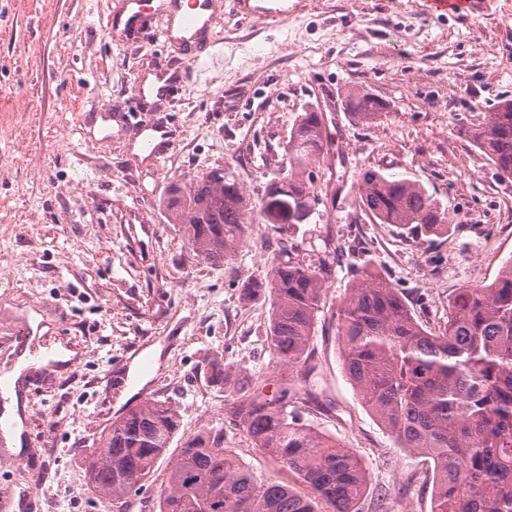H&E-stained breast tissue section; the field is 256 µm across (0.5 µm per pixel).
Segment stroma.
Instances as JSON below:
<instances>
[{
	"label": "stroma",
	"mask_w": 512,
	"mask_h": 512,
	"mask_svg": "<svg viewBox=\"0 0 512 512\" xmlns=\"http://www.w3.org/2000/svg\"><path fill=\"white\" fill-rule=\"evenodd\" d=\"M0 0V371L22 352V451L0 440V499L12 512H128L152 506L187 438L223 430L257 478L279 471L228 407L240 383L288 378L310 393L304 419L354 449L367 475L361 512H430L432 460L396 448L362 405L340 360L336 306L353 274L399 288L428 329L445 326L458 289L491 284L512 259V179L468 131L512 99V0L470 16L429 14L424 0H302L287 22H242L213 0L211 57L191 59L165 34L157 0ZM120 21L109 27L110 18ZM169 63L165 89L136 97ZM363 86L387 108L371 123L347 107ZM324 116L319 203L277 229L250 213L243 244L222 266L201 261L164 198L216 168L250 195L277 180L300 115ZM168 139L158 157L141 126ZM423 185L448 215L440 233L374 223L359 198L365 171ZM336 256L312 338L316 371L277 368L266 349L270 305L243 300L282 240ZM72 351L74 362L53 360ZM222 359L233 378L212 382ZM169 401L180 429L151 482L106 505L84 460L113 418Z\"/></svg>",
	"instance_id": "obj_1"
}]
</instances>
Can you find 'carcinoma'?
<instances>
[{"label": "carcinoma", "instance_id": "1", "mask_svg": "<svg viewBox=\"0 0 512 512\" xmlns=\"http://www.w3.org/2000/svg\"><path fill=\"white\" fill-rule=\"evenodd\" d=\"M362 122L382 104L367 89L347 95ZM324 120L306 112L288 141L279 182L282 196L310 195L324 157ZM497 173L512 178V99L501 100L469 131ZM360 200L378 224L432 234L448 223L440 204L419 183L377 171L364 173ZM168 203L197 255L210 265L232 259L254 210L232 173L213 170L189 189L173 184ZM333 261L283 242L265 275L242 285L248 298L270 305V359L310 374L309 349ZM336 333L348 380L396 447L431 459V512H512V261L489 285L465 287L449 301L448 323L436 332L411 315L398 288L368 271L357 274L336 307ZM297 391L279 378V396L242 385L229 413L234 425L287 482L254 477L224 448V433L204 429L188 438L170 468L154 512H358L366 473L356 453L310 428ZM176 408L150 398L116 417L86 460L99 497L122 500L153 478L179 430Z\"/></svg>", "mask_w": 512, "mask_h": 512}]
</instances>
